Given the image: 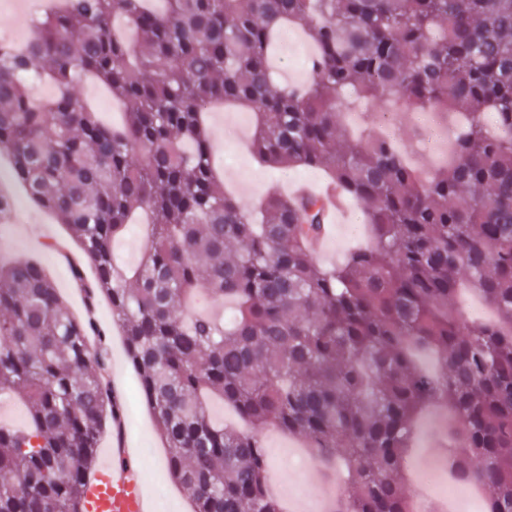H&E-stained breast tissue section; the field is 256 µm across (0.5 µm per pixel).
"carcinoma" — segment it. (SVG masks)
Segmentation results:
<instances>
[{
  "label": "carcinoma",
  "mask_w": 512,
  "mask_h": 512,
  "mask_svg": "<svg viewBox=\"0 0 512 512\" xmlns=\"http://www.w3.org/2000/svg\"><path fill=\"white\" fill-rule=\"evenodd\" d=\"M164 2L60 0L23 48L0 46V153L80 245L73 282L111 306L172 482L193 512H283L262 437L276 427L346 470L337 512H411L416 421L443 405L485 505L512 512V0ZM288 26L317 50L311 83L269 63ZM28 77L56 94L33 102ZM85 79L124 106L121 126L79 102ZM398 93L463 113L454 156L425 176L393 139H351L338 120L363 99L389 112ZM228 105L254 114L259 162L324 169L372 243L320 264L317 198L272 189L255 213L225 193L206 117ZM139 217L149 244L127 268L114 244ZM466 285L498 321L457 316ZM197 291L232 301L233 319L189 314ZM92 331L42 264H0V395L26 418L0 422V512H82L123 416ZM423 350L436 373L417 367ZM210 397L252 431L224 426Z\"/></svg>",
  "instance_id": "carcinoma-1"
}]
</instances>
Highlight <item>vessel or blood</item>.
<instances>
[{
  "label": "vessel or blood",
  "instance_id": "1",
  "mask_svg": "<svg viewBox=\"0 0 512 512\" xmlns=\"http://www.w3.org/2000/svg\"><path fill=\"white\" fill-rule=\"evenodd\" d=\"M294 193L321 198L326 205L324 230L315 252L331 247L343 230L347 205L324 182L305 180L295 184ZM139 449L129 447L122 431L112 433V456L124 459V466H113L89 480L83 499L84 512H156L155 501L147 494L135 462Z\"/></svg>",
  "mask_w": 512,
  "mask_h": 512
}]
</instances>
